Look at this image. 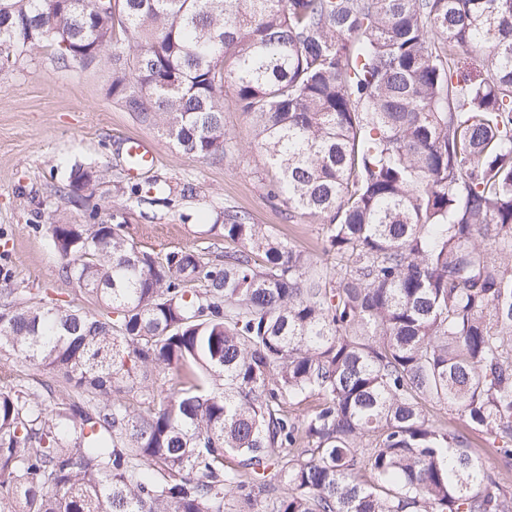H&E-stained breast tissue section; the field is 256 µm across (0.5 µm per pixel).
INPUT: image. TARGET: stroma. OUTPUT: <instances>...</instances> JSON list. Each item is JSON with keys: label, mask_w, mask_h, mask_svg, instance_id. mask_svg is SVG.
<instances>
[{"label": "stroma", "mask_w": 512, "mask_h": 512, "mask_svg": "<svg viewBox=\"0 0 512 512\" xmlns=\"http://www.w3.org/2000/svg\"><path fill=\"white\" fill-rule=\"evenodd\" d=\"M41 49L16 70L0 73V303L49 291L81 303L76 284L65 280L41 216L59 213L71 224L109 221L113 210L129 212L124 232L138 249L166 254L223 242L209 232L216 212L230 207L265 224L297 248L323 256L317 224L290 212L268 190L276 173L253 144L254 126L224 89V126L234 149L223 159H200L179 151L157 126L140 122L108 93L105 69L69 70ZM153 143L158 161L148 179L163 191L155 203L137 204L113 192L125 180L126 139ZM81 163L102 171L89 202L62 196L70 168Z\"/></svg>", "instance_id": "stroma-1"}]
</instances>
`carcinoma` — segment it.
<instances>
[{
  "label": "carcinoma",
  "instance_id": "1",
  "mask_svg": "<svg viewBox=\"0 0 512 512\" xmlns=\"http://www.w3.org/2000/svg\"><path fill=\"white\" fill-rule=\"evenodd\" d=\"M46 43L202 159L232 152L233 86L269 195L331 260L229 208L221 260L138 250L121 210L50 219L91 307L0 305V352L67 388L51 409L0 387V512H224L271 470L265 512H512L430 413L512 469V0H0V72ZM100 180L74 165L65 194ZM166 369L158 399L143 377Z\"/></svg>",
  "mask_w": 512,
  "mask_h": 512
}]
</instances>
